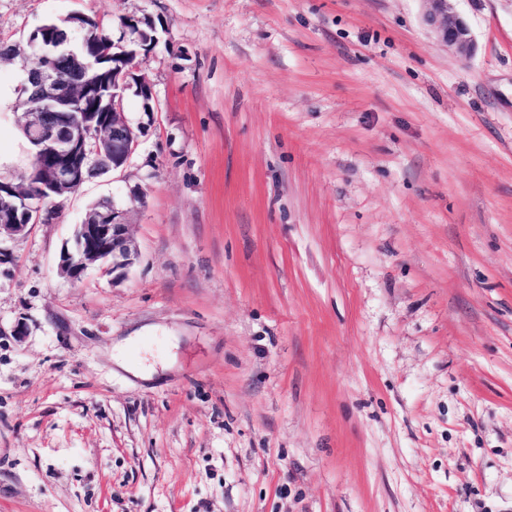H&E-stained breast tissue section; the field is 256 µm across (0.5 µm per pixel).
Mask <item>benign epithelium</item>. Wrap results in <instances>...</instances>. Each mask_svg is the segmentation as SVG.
Masks as SVG:
<instances>
[{
	"label": "benign epithelium",
	"mask_w": 512,
	"mask_h": 512,
	"mask_svg": "<svg viewBox=\"0 0 512 512\" xmlns=\"http://www.w3.org/2000/svg\"><path fill=\"white\" fill-rule=\"evenodd\" d=\"M428 2L431 8L426 13V21L438 40L460 59H470L475 53V42L468 24L456 12L453 0ZM66 40L67 34L60 29L44 25L28 39L27 58L35 65L26 72L25 91L31 103L40 108L51 101L84 100L91 93L92 82H60L37 65V61L47 58L48 44ZM137 72L138 67L132 60L112 70V86L118 93L112 96V108L105 109L98 118L89 113L38 114L37 121L30 127L29 138L50 161L41 170V179L54 191L72 192L80 188L96 175L103 161L114 170L129 162L139 140L123 112L122 100L125 91L133 88L140 94L148 85ZM47 216L42 205L15 195L11 189L0 191V234L21 235L29 225L41 223ZM136 258L125 211L113 203L103 211L86 214L75 235L73 249L61 258L60 269L70 279L79 280L95 263L104 264L106 271L115 273L130 267Z\"/></svg>",
	"instance_id": "1"
}]
</instances>
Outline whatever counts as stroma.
Here are the masks:
<instances>
[{"instance_id":"obj_1","label":"stroma","mask_w":512,"mask_h":512,"mask_svg":"<svg viewBox=\"0 0 512 512\" xmlns=\"http://www.w3.org/2000/svg\"><path fill=\"white\" fill-rule=\"evenodd\" d=\"M455 7L465 62L426 0H0L159 40L129 164L0 237V512H512V0ZM109 199L137 259L70 281ZM426 1L431 5L426 13V21L433 28L438 40L460 59H470L475 53V42L468 24L452 4L455 0Z\"/></svg>"}]
</instances>
